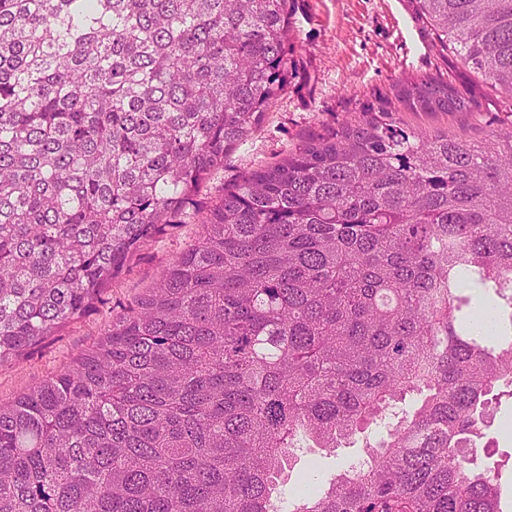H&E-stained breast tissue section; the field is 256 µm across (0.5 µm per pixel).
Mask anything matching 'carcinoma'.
I'll return each mask as SVG.
<instances>
[{
	"mask_svg": "<svg viewBox=\"0 0 512 512\" xmlns=\"http://www.w3.org/2000/svg\"><path fill=\"white\" fill-rule=\"evenodd\" d=\"M418 2L512 93V0ZM286 5L0 0V367L98 300L258 125L286 85ZM398 98L477 107L441 80ZM502 386L512 131L384 112L226 189L93 345L0 401V512H283L299 449L359 440L363 461L290 512H501L469 449Z\"/></svg>",
	"mask_w": 512,
	"mask_h": 512,
	"instance_id": "obj_1",
	"label": "carcinoma"
}]
</instances>
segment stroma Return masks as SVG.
I'll use <instances>...</instances> for the list:
<instances>
[{"label": "stroma", "instance_id": "stroma-1", "mask_svg": "<svg viewBox=\"0 0 512 512\" xmlns=\"http://www.w3.org/2000/svg\"><path fill=\"white\" fill-rule=\"evenodd\" d=\"M292 22L287 51L289 82L260 125L241 140L214 171L196 198V215L185 224L163 227L130 260L103 299L56 336L0 368V400H8L66 367L89 347L113 318L151 287L161 269L199 231V218L227 185L247 171L281 161L304 138L326 127L394 109L402 127L472 141L492 139L512 126V96L482 81L458 57L439 45L416 0H289ZM427 78L450 80L481 98L477 112H410L401 109L398 89ZM478 467L499 474L503 512H512V397L502 396ZM361 455L359 446L336 452H303L281 487L284 501L304 489L326 484Z\"/></svg>", "mask_w": 512, "mask_h": 512}]
</instances>
